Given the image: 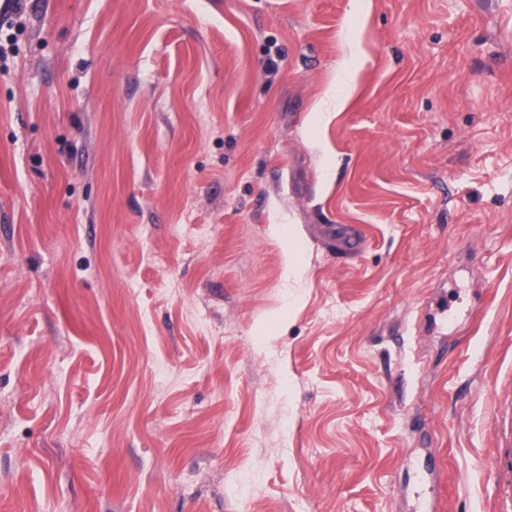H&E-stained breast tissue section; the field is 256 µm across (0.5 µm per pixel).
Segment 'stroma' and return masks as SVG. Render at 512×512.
Listing matches in <instances>:
<instances>
[{"instance_id": "35a3bbf8", "label": "stroma", "mask_w": 512, "mask_h": 512, "mask_svg": "<svg viewBox=\"0 0 512 512\" xmlns=\"http://www.w3.org/2000/svg\"><path fill=\"white\" fill-rule=\"evenodd\" d=\"M504 387L512 0H0V512H494Z\"/></svg>"}]
</instances>
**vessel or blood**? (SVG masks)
Returning a JSON list of instances; mask_svg holds the SVG:
<instances>
[{"label":"vessel or blood","instance_id":"b4317fda","mask_svg":"<svg viewBox=\"0 0 512 512\" xmlns=\"http://www.w3.org/2000/svg\"><path fill=\"white\" fill-rule=\"evenodd\" d=\"M497 426L489 479L497 505L512 504V392L495 398Z\"/></svg>","mask_w":512,"mask_h":512}]
</instances>
